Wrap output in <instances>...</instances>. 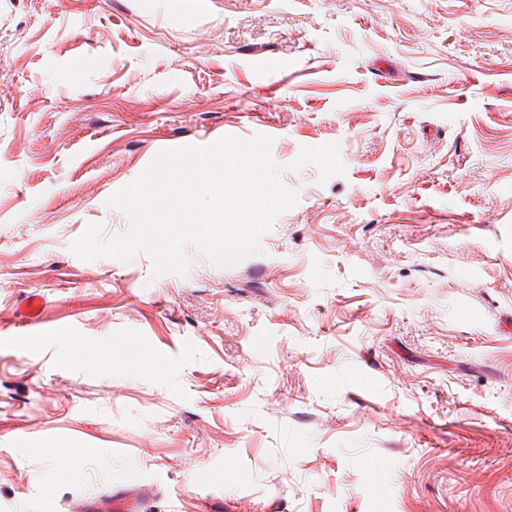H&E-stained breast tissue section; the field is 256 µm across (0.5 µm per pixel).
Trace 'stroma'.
Instances as JSON below:
<instances>
[{
  "label": "stroma",
  "mask_w": 512,
  "mask_h": 512,
  "mask_svg": "<svg viewBox=\"0 0 512 512\" xmlns=\"http://www.w3.org/2000/svg\"><path fill=\"white\" fill-rule=\"evenodd\" d=\"M260 135L298 197L262 253L72 252L161 153ZM134 474L144 512H512V0H0V512Z\"/></svg>",
  "instance_id": "stroma-1"
}]
</instances>
